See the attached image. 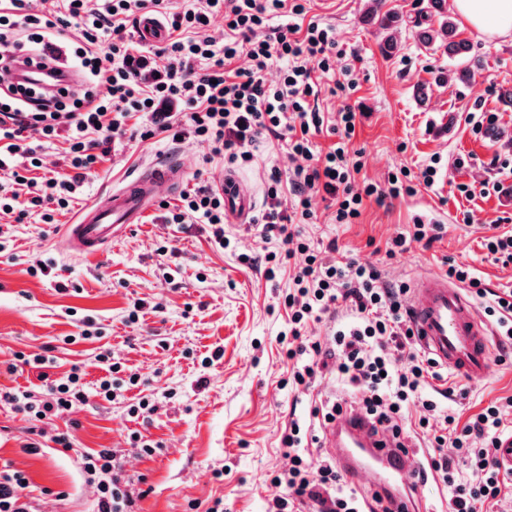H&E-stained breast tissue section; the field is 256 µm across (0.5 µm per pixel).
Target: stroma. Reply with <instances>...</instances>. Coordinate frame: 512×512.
Here are the masks:
<instances>
[{"label": "stroma", "instance_id": "obj_1", "mask_svg": "<svg viewBox=\"0 0 512 512\" xmlns=\"http://www.w3.org/2000/svg\"><path fill=\"white\" fill-rule=\"evenodd\" d=\"M365 0H309L310 15L336 31L335 69L352 67L357 82L349 95L334 92L335 80L321 81L318 106L335 113L343 105L363 111L352 137L364 153L366 178L385 182L400 168L419 171L438 159L441 180L433 187L385 204L365 201L353 224H337L324 202L317 219L305 225L314 240H335L338 252L369 260L387 270L394 282H412L441 271L445 261L470 265L485 289L512 285V262L487 257L485 237L512 229V39L491 41L459 23L460 38L481 62L475 79L453 80L457 60L426 50L410 29L398 36V49L380 48L378 30L366 21ZM494 123H487V115ZM206 146L173 143L162 137L123 136L95 164L70 209L55 223L42 220V208L29 209L22 221L0 218V389L41 388L60 379L72 365L82 366L84 381L95 387L106 371L98 353L109 354L123 374H138L126 400L112 403L90 397L88 404L63 417L32 421L0 404V468L25 474L36 512H94L96 482L83 468L85 452L115 449L124 475L133 481L134 512H265L275 489L267 479L287 466L282 436L293 410L334 399V376L323 375L308 390H292V363L279 337L288 329L282 296L287 273L276 281L264 274L266 250L247 224H228L227 249L216 248L204 224L165 223L167 208L199 182H213L223 160L206 162ZM161 158L186 162L179 188L164 193L141 223L100 255L77 260L60 252L65 224L100 194L140 171L143 161ZM294 167L282 142L263 143L252 164L236 170L263 202L265 166ZM444 224L441 241L415 246L387 259L386 242L416 216ZM256 258L254 266L238 256ZM52 264L55 275L33 276L34 259ZM63 275L67 290L56 287ZM145 308L137 323L127 315L137 300ZM91 318L101 329L92 340H78V323ZM49 357L46 365L10 370L14 353ZM210 366H202L206 356ZM465 388L466 398L451 409L467 421L490 402L512 397V353L491 352L488 377L449 378ZM155 402L154 413L132 416L127 403ZM67 434L71 445L55 443ZM154 444L145 454L141 442Z\"/></svg>", "mask_w": 512, "mask_h": 512}]
</instances>
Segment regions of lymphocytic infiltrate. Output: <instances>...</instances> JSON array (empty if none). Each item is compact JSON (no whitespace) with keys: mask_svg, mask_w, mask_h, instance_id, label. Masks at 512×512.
<instances>
[{"mask_svg":"<svg viewBox=\"0 0 512 512\" xmlns=\"http://www.w3.org/2000/svg\"><path fill=\"white\" fill-rule=\"evenodd\" d=\"M306 12L303 0H184L178 7L171 0H64L60 13L34 0H8L7 7H0V62L20 60L57 70L69 61L83 72L88 89L73 97L65 85L47 92L16 82L7 95H0V169L14 173L12 182L0 183V212L22 216L27 206L46 200L68 209L99 153L125 135L129 114H152L161 105L167 109L165 121L147 129L146 137L161 133L178 142H200L213 159L247 165L258 144L287 141L289 152L304 163L286 175L276 166L267 170L263 210L254 223L261 240L276 241L279 248L276 267L265 270L267 278H275L277 267L290 264L295 254L304 257L283 301L293 341L287 349L294 363L293 384L308 389L318 375L334 374L344 394L323 413V423L354 408L373 427L405 440L423 438L428 470L448 492V512H484L508 484L496 453L499 440L512 434V419L503 406L492 403L459 423L447 398L430 392L433 382L447 381L448 368L415 336L404 300L407 286L389 285L373 263L333 259L335 244L312 243L300 230L315 216L314 198L333 207L335 223L352 224L365 200L382 203L413 194L417 184L433 186L438 175L437 166L428 164L416 175L399 169L383 186L356 185L363 167L362 152L352 146L358 114L345 108L330 124L318 107V78L332 70L335 32L318 20L298 24ZM281 13L289 15V23L276 28L273 37L259 38V31ZM148 15L163 17L165 36L137 57L131 52L132 36ZM218 16L224 19L220 40L209 33ZM69 26L77 29L72 41L62 37ZM102 43L112 54L108 69L96 53ZM273 68L278 74L272 80L268 72ZM99 82L107 85V96L93 94L91 87ZM326 130L337 140L320 153L313 139ZM33 133L66 143L72 173L44 179L39 194L24 203L18 187L26 178L14 167L41 168L28 143ZM225 219L223 195L207 185L186 191L169 217L173 224L212 226L220 245ZM445 274L467 285L472 295L489 297L486 314L496 319L506 342H512V289L487 295L481 280L462 264H449ZM325 319L334 323L329 343L305 336L308 322ZM98 360L107 364L110 377L95 392H88L76 366L46 396L9 391L0 393V402L41 422L70 412L90 395L118 399L137 385V374L120 378L119 366L109 363L107 355ZM309 428L303 418L289 423L282 443L291 465L271 474L277 493L267 512H300L305 505L311 512H390L380 505L366 510L335 458L304 449L301 434ZM475 438L483 440V447H471ZM83 460L85 470L97 478L96 512H126L133 502L131 482L114 451L103 448Z\"/></svg>","mask_w":512,"mask_h":512,"instance_id":"f902f5d3","label":"lymphocytic infiltrate"}]
</instances>
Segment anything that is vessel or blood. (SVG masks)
I'll return each mask as SVG.
<instances>
[{"label":"vessel or blood","instance_id":"1","mask_svg":"<svg viewBox=\"0 0 512 512\" xmlns=\"http://www.w3.org/2000/svg\"><path fill=\"white\" fill-rule=\"evenodd\" d=\"M183 164L161 161L141 171L64 225L59 248L65 253L91 258L120 240L131 225L140 223L161 192L181 184ZM224 210L237 223L251 211L253 199L232 176L218 177ZM412 326L423 348L437 360L469 379L485 378L490 369V334L461 286L447 276L427 273L413 284ZM328 448L352 477L367 476L373 492L412 488L420 477L413 457L396 458L388 438L354 415H344L327 427Z\"/></svg>","mask_w":512,"mask_h":512}]
</instances>
